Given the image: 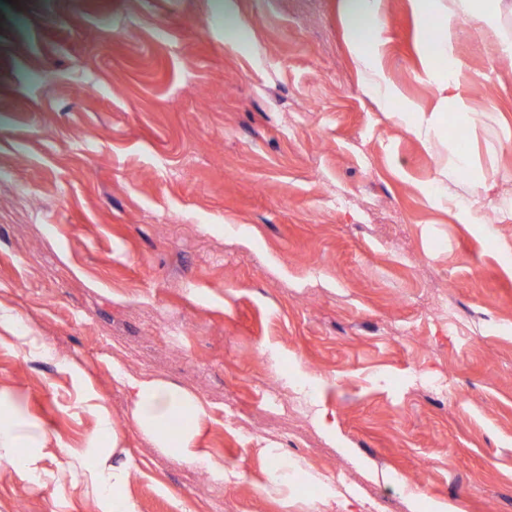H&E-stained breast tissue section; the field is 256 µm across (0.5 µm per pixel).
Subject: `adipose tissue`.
<instances>
[{
    "mask_svg": "<svg viewBox=\"0 0 512 512\" xmlns=\"http://www.w3.org/2000/svg\"><path fill=\"white\" fill-rule=\"evenodd\" d=\"M415 12L424 31L441 29L442 40H425L422 56L437 81L449 109L459 119L470 114L459 92L464 65L452 52L449 38L456 20H478L495 38L500 50L512 52V36L504 22L512 17V0H413ZM355 56L366 87L379 99L390 97L381 71L373 63V53L383 28L380 0H339ZM469 174V158L465 152L452 153L439 159L437 201L448 202L469 211L485 209V179L470 176L472 192L460 198L454 187L462 175ZM0 334L8 335L12 345L32 357L50 356V349L32 335L16 310L0 302ZM116 380L131 392L130 415L142 437L151 447L191 466L205 468L217 480L224 477V463L200 453L196 448L198 427L205 416L199 396L184 387L157 379H142L116 371ZM95 428L87 448L71 454L62 467L67 474L84 483L88 493L98 502L100 512H138L137 504L124 489L132 475L130 466L112 463V453L126 448L124 436L118 432L102 408H94ZM47 434L37 426L22 421L15 413L11 394L0 391V463L12 467L19 475L36 477L41 472V450Z\"/></svg>",
    "mask_w": 512,
    "mask_h": 512,
    "instance_id": "obj_1",
    "label": "adipose tissue"
}]
</instances>
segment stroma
Here are the masks:
<instances>
[{
  "instance_id": "1",
  "label": "stroma",
  "mask_w": 512,
  "mask_h": 512,
  "mask_svg": "<svg viewBox=\"0 0 512 512\" xmlns=\"http://www.w3.org/2000/svg\"><path fill=\"white\" fill-rule=\"evenodd\" d=\"M381 13L387 104L338 0H0V301L55 352L0 347L49 437L45 478L0 465V512H99L47 479L92 435L87 393L139 512H512V211L432 201L394 118L442 109L421 24ZM452 51L472 119L443 138L510 197L512 61L474 21ZM119 368L200 395L223 480L142 439Z\"/></svg>"
}]
</instances>
